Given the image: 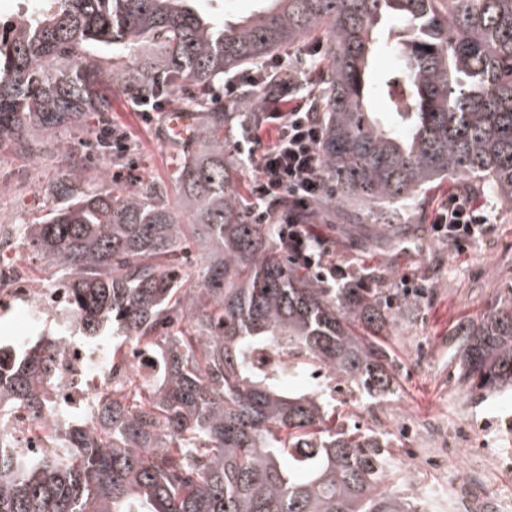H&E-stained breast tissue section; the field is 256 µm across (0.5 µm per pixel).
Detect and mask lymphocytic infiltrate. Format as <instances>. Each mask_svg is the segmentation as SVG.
I'll use <instances>...</instances> for the list:
<instances>
[{
	"mask_svg": "<svg viewBox=\"0 0 512 512\" xmlns=\"http://www.w3.org/2000/svg\"><path fill=\"white\" fill-rule=\"evenodd\" d=\"M322 45L308 48L301 65L292 66L276 56L261 64L233 75L224 81V96L236 98L242 84H257L265 74L278 73L282 81L278 88L280 104L269 111L274 121L276 141L256 156L254 162L259 177L252 187L253 215L256 223L274 224L281 238L287 239L291 255L328 288H343L349 283V274L332 257L326 240L315 234L302 221L303 215L325 198L329 189L321 174L320 144L323 129L315 119L299 91L311 83L312 67L322 54ZM286 196L288 210L272 213L269 199ZM432 229L436 237L448 242L458 251L476 244L488 231L489 224L482 207L477 206L472 194L458 190L435 214Z\"/></svg>",
	"mask_w": 512,
	"mask_h": 512,
	"instance_id": "f902f5d3",
	"label": "lymphocytic infiltrate"
}]
</instances>
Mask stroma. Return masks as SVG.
<instances>
[{
    "label": "stroma",
    "mask_w": 512,
    "mask_h": 512,
    "mask_svg": "<svg viewBox=\"0 0 512 512\" xmlns=\"http://www.w3.org/2000/svg\"><path fill=\"white\" fill-rule=\"evenodd\" d=\"M402 63L377 52L369 74L373 106L386 124L384 90L399 79ZM112 111L100 135L126 139L123 164L114 166L121 182L170 183L182 154L194 143L175 139L168 123L178 106L144 120L137 106L112 88ZM36 158L0 150V237L11 247L0 251V269L21 271L29 285H50L39 255L18 236L19 224L43 215L50 206L45 188L60 172ZM447 187L406 204L401 245L376 243L377 225L324 227L339 263L353 268L382 265L390 275L386 287H398L408 273H427L423 296L411 297L397 326L386 329L385 343L397 362V391L384 401L368 403L362 392L339 394L342 414L360 430L387 433L396 472L389 488L416 503L419 512H512V391L481 397L469 394L459 380V357L452 333L458 323L478 317L493 305L512 301V205L491 188L477 195L490 224L489 232L466 252H458L431 232Z\"/></svg>",
    "instance_id": "35a3bbf8"
}]
</instances>
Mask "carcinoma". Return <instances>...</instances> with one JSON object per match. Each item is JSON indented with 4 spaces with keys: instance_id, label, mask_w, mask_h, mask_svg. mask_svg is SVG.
<instances>
[{
    "instance_id": "1",
    "label": "carcinoma",
    "mask_w": 512,
    "mask_h": 512,
    "mask_svg": "<svg viewBox=\"0 0 512 512\" xmlns=\"http://www.w3.org/2000/svg\"><path fill=\"white\" fill-rule=\"evenodd\" d=\"M237 25L196 0H35L0 29V149L54 161L58 136L112 95L101 50L148 51L112 80L139 102L185 86L206 113L197 151L169 185L86 182V160L46 190L51 207L19 235L55 270L85 336L112 337V360L154 356L153 380L125 373L99 398L98 417L37 455L0 445V512H413L382 486L389 439L355 432L336 414L338 381L375 402L396 392L390 351L376 339L407 300L378 288H323L289 261L275 225L251 221L236 169L224 161L222 109L209 90L224 73L317 34L329 40L317 102L324 212L377 209L378 234L399 232L395 205L446 180L490 185L512 204V0H267ZM405 23L399 34L390 18ZM399 53L403 79L387 88L397 127L365 94L376 44ZM186 199L184 214L170 192ZM460 380L482 395L512 389V302L460 324ZM262 352L278 357L266 368ZM309 370L320 380L295 390ZM54 354L0 355V423L43 410Z\"/></svg>"
}]
</instances>
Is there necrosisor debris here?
<instances>
[{
	"instance_id": "obj_1",
	"label": "necrosis or debris",
	"mask_w": 512,
	"mask_h": 512,
	"mask_svg": "<svg viewBox=\"0 0 512 512\" xmlns=\"http://www.w3.org/2000/svg\"><path fill=\"white\" fill-rule=\"evenodd\" d=\"M68 306L58 288H1L0 328L10 354L36 346H51L56 359L55 376L46 414L51 429H38L32 417L15 410L4 429L9 446L41 451L57 447L59 428L97 414L96 398L111 391L123 373L113 366L109 346L101 337L81 336L74 325L64 324L61 313Z\"/></svg>"
}]
</instances>
